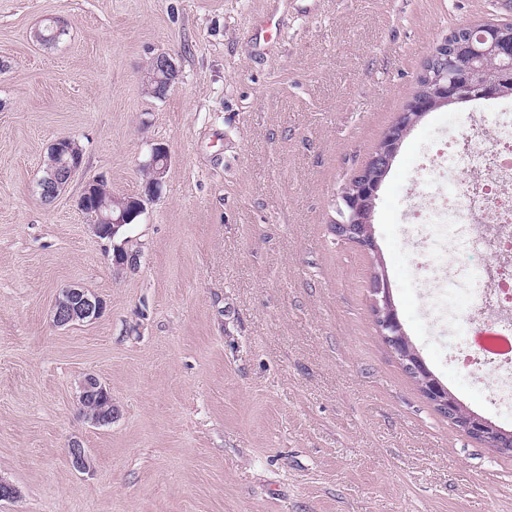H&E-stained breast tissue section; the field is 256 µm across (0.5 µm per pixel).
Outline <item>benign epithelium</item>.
Segmentation results:
<instances>
[{"mask_svg": "<svg viewBox=\"0 0 512 512\" xmlns=\"http://www.w3.org/2000/svg\"><path fill=\"white\" fill-rule=\"evenodd\" d=\"M509 39L493 25H478L458 28L436 44L423 72L421 94L414 103L415 111L401 112L385 133L380 148L354 173L349 183L341 190L339 199L343 208L339 219L331 225L335 235L353 241L369 252H378L373 233V214L377 190L389 172L409 128L415 126L425 113L437 105L447 102L448 96L457 92L455 84L448 83V58L463 56L470 62V72L482 69L488 58L509 56L504 49ZM178 77L174 57L168 53L156 56L153 69L141 73L145 87L153 84L169 88ZM71 138L57 139L54 160L44 169L37 181L38 193L47 202L53 201L82 167L83 158L71 154ZM170 158L166 148L153 149L146 166L154 173V183L149 189L153 196L163 182ZM104 182L103 177L89 180L78 198L77 207L90 217V226L99 239L112 241L130 224L127 207L118 204L119 210H111L96 196L95 189ZM373 314L381 336L401 362L404 370L420 385L422 393L448 418L451 424L462 429L473 439L488 443L501 428L489 419L466 408L429 370L424 360L405 333L398 318L385 272H376L371 282ZM105 310L103 300L79 285L59 291L53 307V321L59 326L98 319ZM108 390L94 374H87L79 383V403L86 406L93 399L104 400V406L89 417L97 426L112 423V401ZM68 457L72 467L81 472L91 469V458L77 439L68 445Z\"/></svg>", "mask_w": 512, "mask_h": 512, "instance_id": "benign-epithelium-1", "label": "benign epithelium"}]
</instances>
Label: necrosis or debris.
I'll return each mask as SVG.
<instances>
[{"label": "necrosis or debris", "mask_w": 512, "mask_h": 512, "mask_svg": "<svg viewBox=\"0 0 512 512\" xmlns=\"http://www.w3.org/2000/svg\"><path fill=\"white\" fill-rule=\"evenodd\" d=\"M432 191L414 195L410 239L421 262L450 244L468 255L434 271L435 286L464 294L468 338L454 363L481 381L493 406L512 407V113L474 112L469 133L440 155ZM495 348L474 346L487 326Z\"/></svg>", "instance_id": "4bbe7bcc"}]
</instances>
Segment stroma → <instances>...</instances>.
Listing matches in <instances>:
<instances>
[{
  "label": "stroma",
  "mask_w": 512,
  "mask_h": 512,
  "mask_svg": "<svg viewBox=\"0 0 512 512\" xmlns=\"http://www.w3.org/2000/svg\"><path fill=\"white\" fill-rule=\"evenodd\" d=\"M275 10L269 38L252 19ZM68 35L46 46V19ZM512 22V0H0V512H512V457L452 426L385 344L371 255L329 226L334 200L413 97L453 28ZM180 76H140L154 55ZM442 107L405 138L373 230L399 318L434 375L512 429L452 366L431 315L405 204L422 157L459 139ZM83 167L50 203L52 144ZM170 166L111 261L77 207L88 179L144 191L155 145ZM77 284L105 302L58 327ZM94 374L118 411L78 401ZM81 440L90 472L69 462ZM177 77L178 71L174 57L168 53L158 54L153 69L141 73L142 83L147 89H150L153 84L161 85L168 89L175 83ZM107 395V388L94 374H86L79 383V403L83 409L93 399L101 400L103 397L106 398L104 400L103 408L100 409L96 414L94 413L96 409L99 408L100 402H91L89 403V407L86 408V410H88L86 411V414H94L89 416V420L94 425L102 426L112 424V401L107 398Z\"/></svg>",
  "instance_id": "stroma-1"
}]
</instances>
